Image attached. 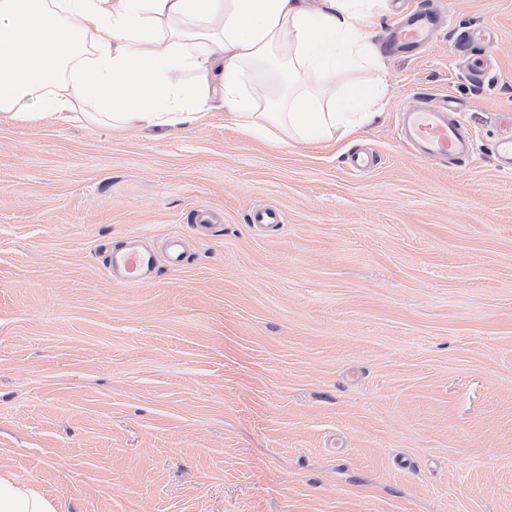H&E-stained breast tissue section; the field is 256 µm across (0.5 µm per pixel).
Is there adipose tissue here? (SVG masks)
<instances>
[{
	"label": "adipose tissue",
	"mask_w": 512,
	"mask_h": 512,
	"mask_svg": "<svg viewBox=\"0 0 512 512\" xmlns=\"http://www.w3.org/2000/svg\"><path fill=\"white\" fill-rule=\"evenodd\" d=\"M386 0H0V115L37 122L175 127L221 100L249 133L317 144L379 116L369 32ZM292 84L242 88L276 50ZM0 512H59L35 483L0 471Z\"/></svg>",
	"instance_id": "ef3b65f1"
}]
</instances>
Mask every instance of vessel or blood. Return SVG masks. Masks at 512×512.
<instances>
[{"instance_id": "obj_1", "label": "vessel or blood", "mask_w": 512, "mask_h": 512, "mask_svg": "<svg viewBox=\"0 0 512 512\" xmlns=\"http://www.w3.org/2000/svg\"><path fill=\"white\" fill-rule=\"evenodd\" d=\"M439 26L437 14L430 9L418 10L398 21L392 29V43L402 51L426 47L432 33ZM450 97L438 102L422 101L419 106L403 114L401 136L416 154L426 159H436L458 164L467 158L472 145ZM509 132L496 143V159L501 171L512 172V114L501 117ZM156 264L155 256L136 242L112 251L107 269L112 278L136 284L145 279Z\"/></svg>"}]
</instances>
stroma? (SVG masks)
<instances>
[{"mask_svg": "<svg viewBox=\"0 0 512 512\" xmlns=\"http://www.w3.org/2000/svg\"><path fill=\"white\" fill-rule=\"evenodd\" d=\"M434 2L421 56L384 51L393 15L373 37L381 117L319 145L218 104L173 128L0 117V469L59 512H512V0ZM459 26L495 34L483 87ZM423 93L457 98L471 159L401 142ZM357 149L378 165L351 173ZM131 236L158 262L127 286L102 247ZM501 123L509 125V132L497 141L495 155L500 170L510 174L512 172V114L505 112L501 117Z\"/></svg>", "mask_w": 512, "mask_h": 512, "instance_id": "35a3bbf8", "label": "stroma"}]
</instances>
